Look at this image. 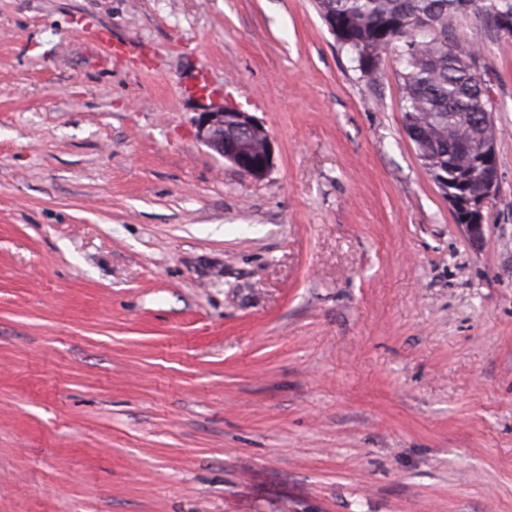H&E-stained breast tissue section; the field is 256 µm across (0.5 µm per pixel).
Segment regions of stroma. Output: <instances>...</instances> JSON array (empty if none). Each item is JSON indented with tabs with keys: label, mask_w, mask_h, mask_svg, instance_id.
Here are the masks:
<instances>
[{
	"label": "stroma",
	"mask_w": 512,
	"mask_h": 512,
	"mask_svg": "<svg viewBox=\"0 0 512 512\" xmlns=\"http://www.w3.org/2000/svg\"><path fill=\"white\" fill-rule=\"evenodd\" d=\"M458 30L478 243L315 0H0V512H512V37ZM233 116L235 138L224 140L225 121ZM200 141L230 162L244 175L262 179L274 154V143L265 127L254 116L237 108L222 106L202 112L197 129ZM497 171L491 175L483 174L479 181V190L465 202H449L453 211L463 213L462 224H459L467 237L475 242H480L485 235V215L484 211L491 205L495 184L497 182Z\"/></svg>",
	"instance_id": "stroma-1"
}]
</instances>
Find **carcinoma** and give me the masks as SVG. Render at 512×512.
<instances>
[{
  "label": "carcinoma",
  "mask_w": 512,
  "mask_h": 512,
  "mask_svg": "<svg viewBox=\"0 0 512 512\" xmlns=\"http://www.w3.org/2000/svg\"><path fill=\"white\" fill-rule=\"evenodd\" d=\"M463 0H317V7L361 73L381 76L388 46L398 49L404 117L424 131L410 137L444 196H464L473 143L488 111L472 52L458 32ZM481 19L494 29L512 13V0H481Z\"/></svg>",
  "instance_id": "1"
}]
</instances>
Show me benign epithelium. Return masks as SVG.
I'll use <instances>...</instances> for the list:
<instances>
[{"instance_id":"benign-epithelium-1","label":"benign epithelium","mask_w":512,"mask_h":512,"mask_svg":"<svg viewBox=\"0 0 512 512\" xmlns=\"http://www.w3.org/2000/svg\"><path fill=\"white\" fill-rule=\"evenodd\" d=\"M233 116L235 138L224 139V128L228 116ZM200 141L230 162L244 175L263 178L272 163L274 143L265 127L254 116L237 108L222 106L201 114L197 129ZM497 174L480 177L479 190L467 201L453 200V211L464 214L461 227L467 237L480 242L485 235L484 211L491 205Z\"/></svg>"}]
</instances>
